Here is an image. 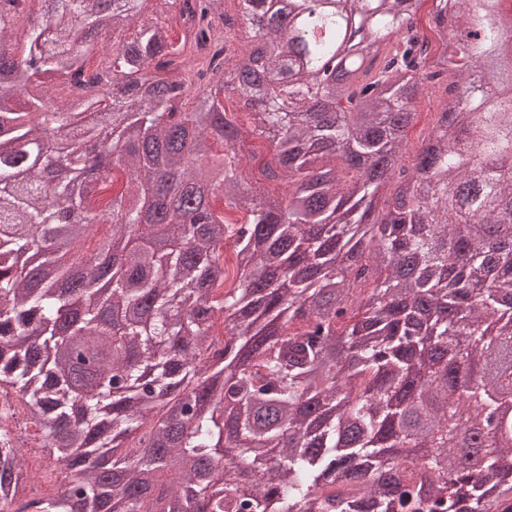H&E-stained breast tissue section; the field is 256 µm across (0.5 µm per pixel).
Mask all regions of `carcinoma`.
<instances>
[{
	"instance_id": "1",
	"label": "carcinoma",
	"mask_w": 512,
	"mask_h": 512,
	"mask_svg": "<svg viewBox=\"0 0 512 512\" xmlns=\"http://www.w3.org/2000/svg\"><path fill=\"white\" fill-rule=\"evenodd\" d=\"M31 2L0 5V512H512V421L498 414L512 400V239L466 235L456 203L457 132L488 155L512 134L499 63L512 0H434L440 50L417 28L419 0H241L248 47L196 90L163 71L185 42L215 41L214 0H164L180 42L141 19L145 0H39L28 23ZM473 25L483 40L462 44ZM131 26L90 70L98 38ZM338 52L360 64L315 79ZM450 71L438 132L408 168L413 101ZM61 81L92 90L55 98ZM231 94L254 100L246 127L226 118ZM314 95L336 101L335 129L291 111ZM101 126L92 157L82 145ZM250 137L274 147L286 198L240 169ZM117 170L125 189L93 206ZM146 192L163 197L167 250ZM195 194L246 220L210 207L187 223ZM470 205L512 229V174ZM96 224L142 245L107 268L62 261L55 243ZM76 271L83 307L66 321ZM491 274L503 287L486 288ZM13 392L28 424L51 420L37 441L69 471L67 493L32 495ZM386 440L414 454L394 458ZM231 451L246 478L224 471Z\"/></svg>"
}]
</instances>
